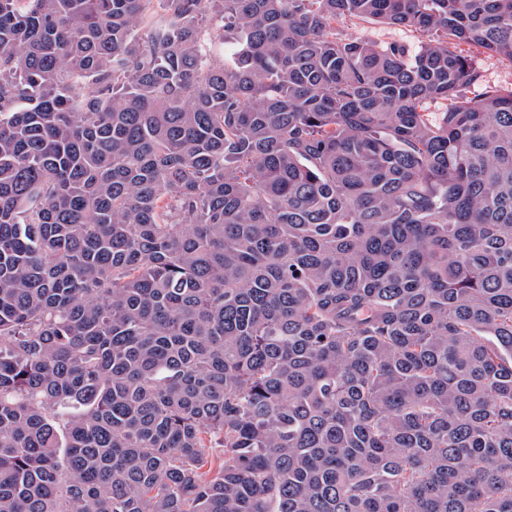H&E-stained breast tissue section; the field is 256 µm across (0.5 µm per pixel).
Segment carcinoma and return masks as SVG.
Listing matches in <instances>:
<instances>
[{
    "label": "carcinoma",
    "instance_id": "cac0c4a2",
    "mask_svg": "<svg viewBox=\"0 0 512 512\" xmlns=\"http://www.w3.org/2000/svg\"><path fill=\"white\" fill-rule=\"evenodd\" d=\"M478 53L512 0H0V512H512ZM338 27L344 29L346 33L352 36H366L381 43L401 42L410 45L412 48L418 46L421 39L419 34L410 28L387 26L359 20H345Z\"/></svg>",
    "mask_w": 512,
    "mask_h": 512
}]
</instances>
